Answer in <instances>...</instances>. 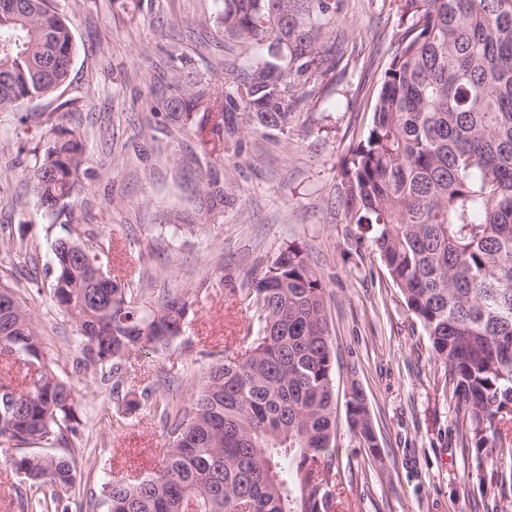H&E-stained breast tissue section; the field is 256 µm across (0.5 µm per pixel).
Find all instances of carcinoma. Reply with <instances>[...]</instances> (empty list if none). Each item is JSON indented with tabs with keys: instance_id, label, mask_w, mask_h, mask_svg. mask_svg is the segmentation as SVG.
<instances>
[{
	"instance_id": "1",
	"label": "carcinoma",
	"mask_w": 512,
	"mask_h": 512,
	"mask_svg": "<svg viewBox=\"0 0 512 512\" xmlns=\"http://www.w3.org/2000/svg\"><path fill=\"white\" fill-rule=\"evenodd\" d=\"M406 28L391 56L366 139L336 187L348 218L404 296L409 315L443 364L441 392L456 404L460 447L512 455V0H396ZM345 0H223L220 32L264 47L234 74L235 94L184 70L164 100V123L192 131L224 163V137L248 129L286 136L303 87L327 75L344 38L333 25ZM70 22L50 0H0V112L17 116L36 141L28 180L54 214L81 191L82 133L63 117L24 108L67 81ZM207 112L193 124L194 112ZM196 211L159 225L172 234L205 228L234 204L216 168ZM28 247L0 258V357L27 364L44 337L11 277ZM98 236L54 246L51 301L77 332L76 369L121 393L123 362L183 338L186 318L209 293L202 280L152 305L110 275ZM258 324L241 352L190 385L181 404L142 387L129 404L150 407L167 453L136 479L102 484L108 512H335L336 385L326 294L309 258L288 246L239 289ZM350 427L368 454L379 447L367 398L356 382ZM81 400L51 363L25 381L0 378V459L25 485L21 512H69L82 479ZM66 445L39 451L41 441Z\"/></svg>"
}]
</instances>
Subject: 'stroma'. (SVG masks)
I'll list each match as a JSON object with an SVG mask.
<instances>
[{"label": "stroma", "instance_id": "obj_1", "mask_svg": "<svg viewBox=\"0 0 512 512\" xmlns=\"http://www.w3.org/2000/svg\"><path fill=\"white\" fill-rule=\"evenodd\" d=\"M73 23L75 51L67 83L38 104L41 112L79 125L88 172L83 189L50 216L37 205L23 169L30 142L12 134L15 117L0 114V244L31 248L41 282L53 278L55 241L72 228L92 229L112 247V273L138 281L149 267L143 298L166 289L213 286L190 313L185 339L163 352L133 353L124 386L152 383L176 401L187 379L206 365L201 351L222 358L246 331L250 312L237 289L248 272L289 244L302 248L322 278L336 350V512H512V485L484 480L475 454L460 448L453 403L438 382L443 367L413 323L399 289L336 204V185L370 127L375 95L405 25L395 0H348L337 21L347 51L335 70L308 86L288 136L241 133L224 145V185L237 202L193 235L172 238L156 226L194 209L208 168L189 131L167 133L145 124L162 111L182 66L223 84L229 66L248 68L257 48L217 33L219 0H52ZM30 307L57 374L76 382L86 406L83 478L72 512L88 510L113 475H143L162 454V427L139 409L124 414L110 386L79 379L73 369L75 331L49 296ZM364 390L381 457L359 448L346 415L350 383Z\"/></svg>", "mask_w": 512, "mask_h": 512}]
</instances>
